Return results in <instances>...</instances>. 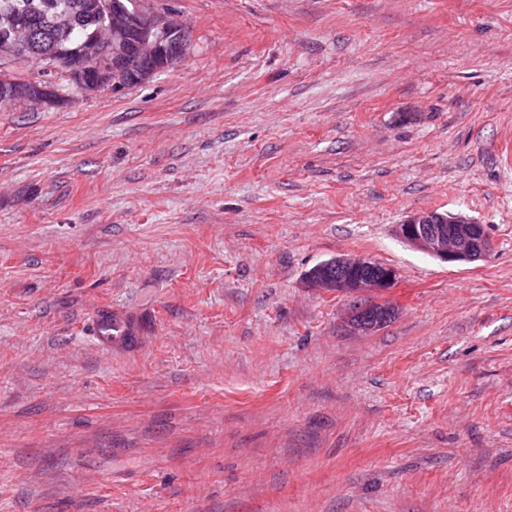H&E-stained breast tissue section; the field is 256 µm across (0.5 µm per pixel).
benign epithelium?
Returning a JSON list of instances; mask_svg holds the SVG:
<instances>
[{
  "mask_svg": "<svg viewBox=\"0 0 512 512\" xmlns=\"http://www.w3.org/2000/svg\"><path fill=\"white\" fill-rule=\"evenodd\" d=\"M98 12L111 33L109 40H88L75 54L36 45L32 23L12 15L0 27V60L26 56L44 62L48 69L65 72L74 95L83 97L145 83L180 62L187 51L185 26L166 11L145 9L134 2L119 8L100 6ZM0 95L32 100L47 108L65 104L47 81L6 87ZM397 232L414 248L447 263L483 260L491 251L484 225L461 215L417 213L398 225ZM306 280L314 288L352 298L349 324L358 333L374 332L392 317L391 308L360 301L367 293L381 294L394 285L396 271L386 264L337 256L306 273Z\"/></svg>",
  "mask_w": 512,
  "mask_h": 512,
  "instance_id": "obj_1",
  "label": "benign epithelium"
}]
</instances>
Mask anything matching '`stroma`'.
<instances>
[{"instance_id": "stroma-1", "label": "stroma", "mask_w": 512, "mask_h": 512, "mask_svg": "<svg viewBox=\"0 0 512 512\" xmlns=\"http://www.w3.org/2000/svg\"><path fill=\"white\" fill-rule=\"evenodd\" d=\"M143 2L181 62L0 107V512H512V0ZM398 235L416 249L444 262H475L491 251L486 229L461 215L427 211L398 224ZM396 276V271L386 264L365 258L337 256L306 273L305 278L314 288L352 298L350 327L355 332L368 334L387 323L393 310L383 304L358 300L365 293L385 292L394 285Z\"/></svg>"}]
</instances>
